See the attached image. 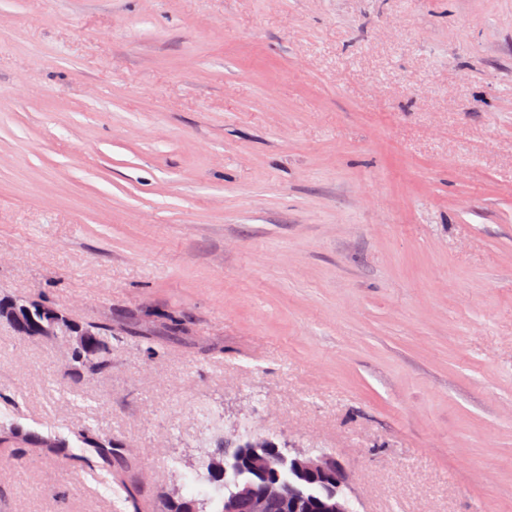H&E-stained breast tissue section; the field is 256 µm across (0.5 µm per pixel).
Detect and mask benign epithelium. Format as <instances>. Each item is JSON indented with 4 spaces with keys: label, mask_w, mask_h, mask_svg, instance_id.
<instances>
[{
    "label": "benign epithelium",
    "mask_w": 512,
    "mask_h": 512,
    "mask_svg": "<svg viewBox=\"0 0 512 512\" xmlns=\"http://www.w3.org/2000/svg\"><path fill=\"white\" fill-rule=\"evenodd\" d=\"M0 320L8 322L21 336L49 337L57 335L51 322L38 321L31 310L2 309ZM249 469L256 480L262 483V490L253 492L245 485L239 496L249 499L250 512H269L270 504L280 498L282 484L281 471H288L309 485H333L350 487L351 474L333 457L288 446L281 450L269 448L249 449ZM316 512H357L349 494L344 493L326 503L311 499Z\"/></svg>",
    "instance_id": "obj_1"
}]
</instances>
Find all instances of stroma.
Masks as SVG:
<instances>
[{
    "label": "stroma",
    "mask_w": 512,
    "mask_h": 512,
    "mask_svg": "<svg viewBox=\"0 0 512 512\" xmlns=\"http://www.w3.org/2000/svg\"><path fill=\"white\" fill-rule=\"evenodd\" d=\"M0 512H161L252 421L358 512H512V0H0ZM60 440L57 448L41 440ZM0 320L8 322L21 336L49 337L59 336L50 321H38L30 309H2ZM60 327L62 330H68L71 326H78L92 336H86L87 345L79 346L71 350L70 366L71 371L75 373H86L93 376L103 370L106 365L107 348L110 344L108 329L100 325L83 324L69 316L62 314ZM83 434V435H82ZM79 434L83 442L93 443L97 447V453L102 461V467L107 468L112 474V468L117 470L121 479V485L126 490L127 500L133 507V512H143L148 500L144 497V486L139 480L135 470L134 453L130 448H115L112 441L97 443L89 433Z\"/></svg>",
    "instance_id": "obj_1"
}]
</instances>
